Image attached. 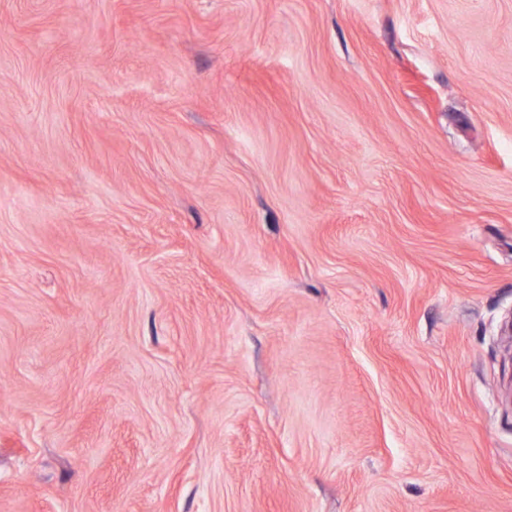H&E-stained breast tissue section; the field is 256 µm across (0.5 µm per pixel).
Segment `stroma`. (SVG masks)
I'll list each match as a JSON object with an SVG mask.
<instances>
[{"label":"stroma","instance_id":"stroma-1","mask_svg":"<svg viewBox=\"0 0 512 512\" xmlns=\"http://www.w3.org/2000/svg\"><path fill=\"white\" fill-rule=\"evenodd\" d=\"M512 0H0V512H512Z\"/></svg>","mask_w":512,"mask_h":512}]
</instances>
